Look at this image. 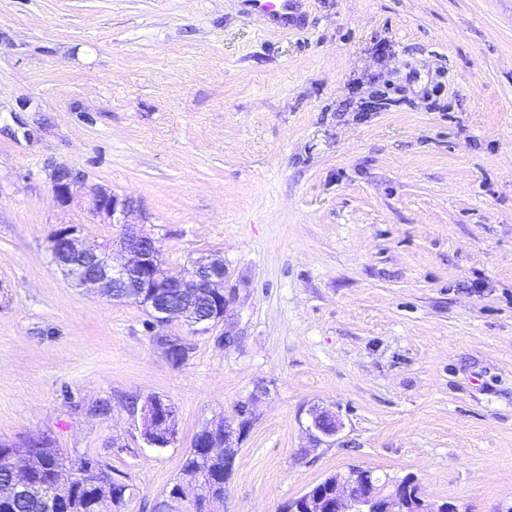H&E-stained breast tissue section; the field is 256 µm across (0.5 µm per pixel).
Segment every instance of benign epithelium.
<instances>
[{"label": "benign epithelium", "mask_w": 512, "mask_h": 512, "mask_svg": "<svg viewBox=\"0 0 512 512\" xmlns=\"http://www.w3.org/2000/svg\"><path fill=\"white\" fill-rule=\"evenodd\" d=\"M51 186L61 211L68 210L75 197L82 193L88 197L89 211L102 224H119L123 232L117 239L106 241L107 251L100 243L84 236L80 224L61 222L49 239L48 249L57 267L73 269L67 285L87 292L107 296L109 289L123 286L132 289L127 298L150 303L152 324L164 326L171 322V313L165 298L172 290H179L192 300L213 289L219 290L221 304L208 316L187 322L193 331H204L224 320L230 298L222 292L227 271L224 260L209 257L206 262H195L185 275L169 274L160 257L159 240L144 233L140 202L130 194L118 193L109 186L89 184L84 175L65 166L53 169ZM256 397L236 406L235 415L224 419V447L236 448L247 428L245 421L252 418ZM142 426L150 427L157 439L148 440L152 448L170 446L177 434V416L167 402H154L140 410ZM342 422L335 412L315 410L307 426L310 439L322 444L336 439ZM453 512L450 504H437L424 500L419 486L411 477L389 479L367 470L362 481L355 483L349 472L336 473V492L328 502L310 488L298 496L295 512Z\"/></svg>", "instance_id": "1"}]
</instances>
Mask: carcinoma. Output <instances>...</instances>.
<instances>
[{"label":"carcinoma","instance_id":"obj_1","mask_svg":"<svg viewBox=\"0 0 512 512\" xmlns=\"http://www.w3.org/2000/svg\"><path fill=\"white\" fill-rule=\"evenodd\" d=\"M205 440L206 432L201 429L182 465L184 472L201 471V483L184 488L176 481L164 492L167 496L177 490L183 497H193L195 512H201L206 499L211 504L223 501L230 480V462L224 461L222 452L209 453ZM17 456L25 457L29 469V482L23 487L12 482L11 460ZM68 464L76 468L78 479L66 488L57 485V470ZM100 499L112 501V512H125L129 499L126 486L116 485L110 469L101 462L84 458L68 463L48 439L37 450L25 444H0V512H96Z\"/></svg>","mask_w":512,"mask_h":512}]
</instances>
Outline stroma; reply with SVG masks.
I'll return each mask as SVG.
<instances>
[{
    "mask_svg": "<svg viewBox=\"0 0 512 512\" xmlns=\"http://www.w3.org/2000/svg\"><path fill=\"white\" fill-rule=\"evenodd\" d=\"M0 0V442L50 437L154 512L195 434L259 393L219 512L351 465L459 512L512 506V0ZM136 197L225 321L153 326L67 286L52 166ZM177 336L175 367L154 338ZM236 337L225 347L218 339ZM177 413L148 446L133 403ZM338 412L313 444L309 412ZM250 5L265 14L276 16L281 23L289 25L293 21L290 13L291 0H248Z\"/></svg>",
    "mask_w": 512,
    "mask_h": 512,
    "instance_id": "stroma-1",
    "label": "stroma"
}]
</instances>
